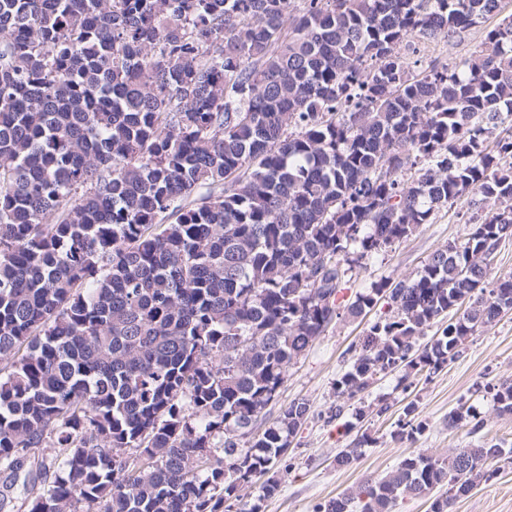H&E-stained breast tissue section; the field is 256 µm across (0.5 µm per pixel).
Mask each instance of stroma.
<instances>
[{"instance_id":"35a3bbf8","label":"stroma","mask_w":512,"mask_h":512,"mask_svg":"<svg viewBox=\"0 0 512 512\" xmlns=\"http://www.w3.org/2000/svg\"><path fill=\"white\" fill-rule=\"evenodd\" d=\"M466 207L462 200L441 210L433 223L420 226L385 257L355 269L347 284V297L382 279L413 274L437 249L463 240L468 227L461 223L459 214ZM380 314L376 308L363 318L330 324L290 366L261 423L271 424L282 407L297 399L308 402L311 418L269 473L278 483L275 494L262 496L255 485L244 490V504L258 505L260 512H315L320 502L336 497L365 477L386 473L411 451L425 449L442 455L448 449L464 447L470 437L466 429L449 427V412L468 401L477 384L512 380L511 312L481 329L457 360L432 377L417 376L404 387L399 385L397 374L378 376L365 400L373 403L387 399L390 409L381 415L369 414L363 423L374 439L373 446L366 448L353 465L337 466V453L350 445L354 436L345 432L341 422L326 419L329 407L336 402L334 383L348 368L362 332ZM412 400L419 406L426 430L415 442H394L390 433L404 406ZM454 512H512V469L459 500Z\"/></svg>"}]
</instances>
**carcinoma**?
<instances>
[{
	"mask_svg": "<svg viewBox=\"0 0 512 512\" xmlns=\"http://www.w3.org/2000/svg\"><path fill=\"white\" fill-rule=\"evenodd\" d=\"M501 2L0 0V512H226L308 420L293 401L238 446L333 321L388 306L336 379L351 430L379 375L435 374L512 312V13L458 62L409 57ZM464 195L462 241L346 303ZM477 392L512 416L511 381ZM463 426L317 512H453L512 468L476 406ZM425 429L410 401L390 437Z\"/></svg>",
	"mask_w": 512,
	"mask_h": 512,
	"instance_id": "carcinoma-1",
	"label": "carcinoma"
}]
</instances>
